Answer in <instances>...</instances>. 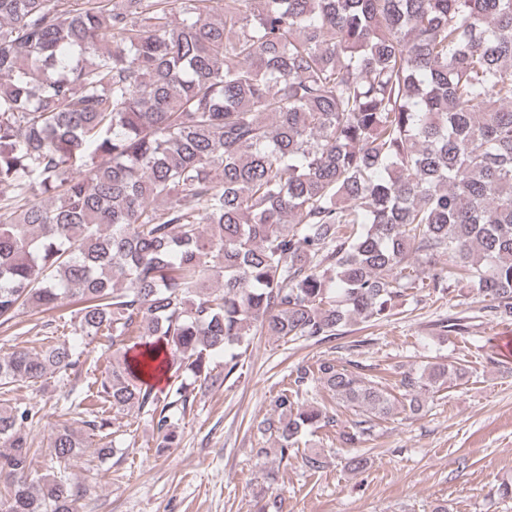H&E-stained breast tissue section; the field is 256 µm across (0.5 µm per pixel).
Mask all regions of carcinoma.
<instances>
[{
  "instance_id": "carcinoma-1",
  "label": "carcinoma",
  "mask_w": 512,
  "mask_h": 512,
  "mask_svg": "<svg viewBox=\"0 0 512 512\" xmlns=\"http://www.w3.org/2000/svg\"><path fill=\"white\" fill-rule=\"evenodd\" d=\"M416 288L512 317V0H0V329L74 305L116 347L71 400L90 434L51 432V473L32 472L36 406L0 407V512H78L67 469L112 454L105 414L147 413L175 448L252 336L334 338ZM89 358L18 347L0 386ZM144 367L191 381L161 397ZM459 372L403 373L397 404L322 359L258 429L284 459L335 423L299 404L319 384L361 412L353 448Z\"/></svg>"
}]
</instances>
